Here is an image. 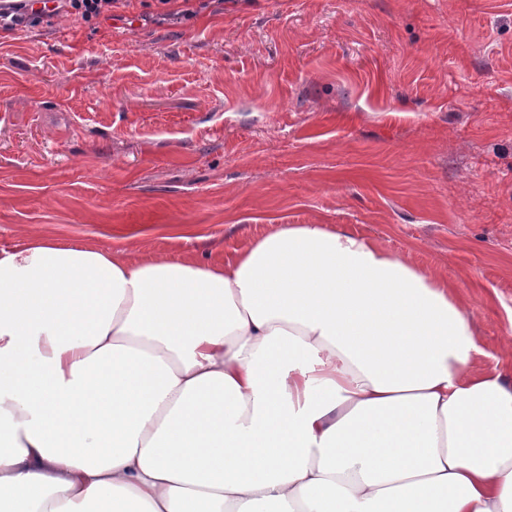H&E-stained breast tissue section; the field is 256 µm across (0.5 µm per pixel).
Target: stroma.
Instances as JSON below:
<instances>
[{"label": "stroma", "instance_id": "stroma-1", "mask_svg": "<svg viewBox=\"0 0 512 512\" xmlns=\"http://www.w3.org/2000/svg\"><path fill=\"white\" fill-rule=\"evenodd\" d=\"M0 32V253L224 262L278 224L448 278L512 375V0H226ZM176 0H141V5L144 8L149 9L142 13V19H159V20H168V19H190L195 17L200 10L206 9L209 7L211 3H216L218 5H224L223 0H181L185 4L189 2H198V6L194 8H185L182 10H170L168 5L171 2Z\"/></svg>", "mask_w": 512, "mask_h": 512}]
</instances>
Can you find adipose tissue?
I'll return each instance as SVG.
<instances>
[{
	"mask_svg": "<svg viewBox=\"0 0 512 512\" xmlns=\"http://www.w3.org/2000/svg\"><path fill=\"white\" fill-rule=\"evenodd\" d=\"M378 241L0 256V512H512V379Z\"/></svg>",
	"mask_w": 512,
	"mask_h": 512,
	"instance_id": "obj_1",
	"label": "adipose tissue"
}]
</instances>
